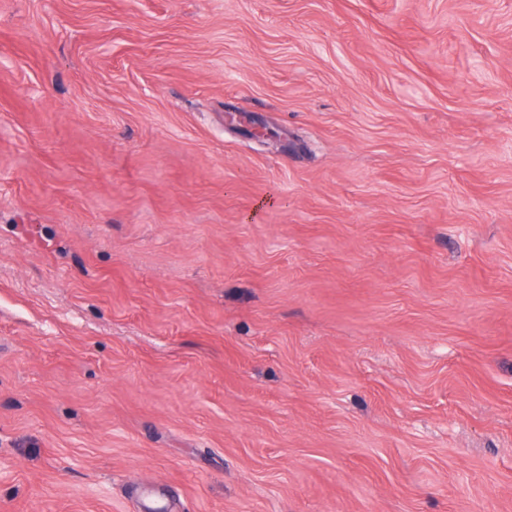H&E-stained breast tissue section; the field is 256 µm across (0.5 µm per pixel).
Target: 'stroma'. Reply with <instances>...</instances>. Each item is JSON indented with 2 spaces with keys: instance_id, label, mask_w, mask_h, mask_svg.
Returning a JSON list of instances; mask_svg holds the SVG:
<instances>
[{
  "instance_id": "obj_1",
  "label": "stroma",
  "mask_w": 512,
  "mask_h": 512,
  "mask_svg": "<svg viewBox=\"0 0 512 512\" xmlns=\"http://www.w3.org/2000/svg\"><path fill=\"white\" fill-rule=\"evenodd\" d=\"M147 496L512 512V0H0V512Z\"/></svg>"
}]
</instances>
